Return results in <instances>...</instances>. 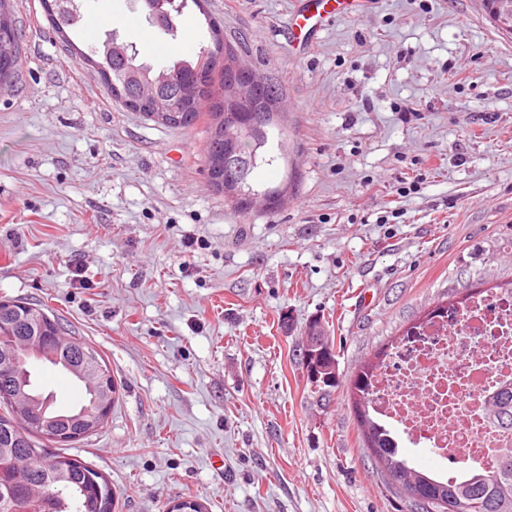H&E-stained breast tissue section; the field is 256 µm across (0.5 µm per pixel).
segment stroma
I'll return each instance as SVG.
<instances>
[{
    "label": "stroma",
    "instance_id": "35a3bbf8",
    "mask_svg": "<svg viewBox=\"0 0 512 512\" xmlns=\"http://www.w3.org/2000/svg\"><path fill=\"white\" fill-rule=\"evenodd\" d=\"M296 0H207L170 42L131 0H86L154 67L216 19L241 63L284 89L294 184L241 214L202 173L205 123L116 103L16 0L23 61L0 88V299L52 310L107 363L119 397L67 447L115 512H410L360 448L358 365L468 288L512 281V35L479 0H367L297 53ZM329 330L322 398L300 349ZM62 409L68 373L32 367Z\"/></svg>",
    "mask_w": 512,
    "mask_h": 512
}]
</instances>
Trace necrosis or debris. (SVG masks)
Listing matches in <instances>:
<instances>
[{
    "mask_svg": "<svg viewBox=\"0 0 512 512\" xmlns=\"http://www.w3.org/2000/svg\"><path fill=\"white\" fill-rule=\"evenodd\" d=\"M512 383V293L494 289L418 325L374 378L372 410L410 445L467 460L512 446L487 420L486 401Z\"/></svg>",
    "mask_w": 512,
    "mask_h": 512,
    "instance_id": "4bbe7bcc",
    "label": "necrosis or debris"
}]
</instances>
